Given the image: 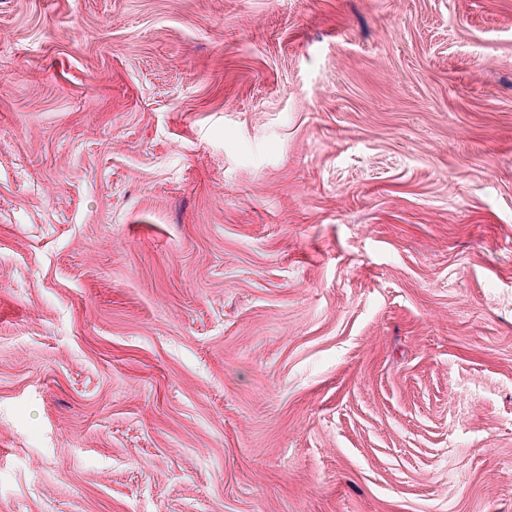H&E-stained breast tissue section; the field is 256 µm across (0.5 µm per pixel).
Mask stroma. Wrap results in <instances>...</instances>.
Segmentation results:
<instances>
[{
    "label": "stroma",
    "instance_id": "35a3bbf8",
    "mask_svg": "<svg viewBox=\"0 0 512 512\" xmlns=\"http://www.w3.org/2000/svg\"><path fill=\"white\" fill-rule=\"evenodd\" d=\"M0 512H512V0H0Z\"/></svg>",
    "mask_w": 512,
    "mask_h": 512
}]
</instances>
